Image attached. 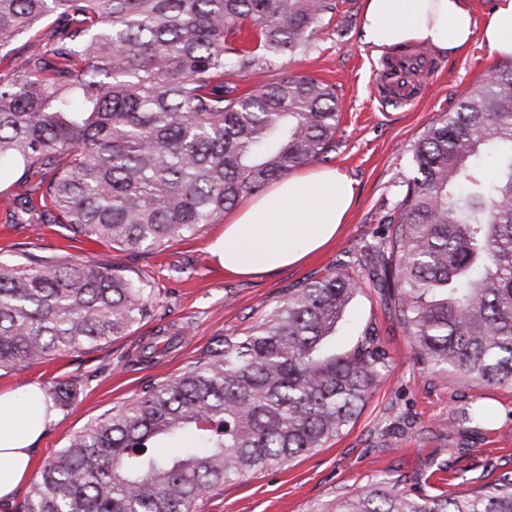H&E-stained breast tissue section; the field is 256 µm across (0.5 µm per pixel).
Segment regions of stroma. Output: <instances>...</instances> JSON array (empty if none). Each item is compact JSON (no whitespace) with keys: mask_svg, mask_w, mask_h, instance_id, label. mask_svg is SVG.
<instances>
[{"mask_svg":"<svg viewBox=\"0 0 512 512\" xmlns=\"http://www.w3.org/2000/svg\"><path fill=\"white\" fill-rule=\"evenodd\" d=\"M336 27L333 21L323 24L309 52L279 61L289 73L335 85L342 117L331 164L352 179L355 189L349 222L336 243L299 269L266 278L225 275L208 253L211 241L224 230L220 222L153 251L116 250L92 242L70 247L57 225L36 230L29 224L4 223L20 190L23 169L0 167V260L20 262L29 254L97 259L143 280L157 297L151 316L128 335L34 365L0 369V390L33 382L46 390L57 382L77 388L75 400L67 409L56 410L47 426L36 465H43L97 419L208 358L220 340L244 332L265 307L359 257L364 245L375 243L379 218L398 199L410 145L469 87L487 78L501 59L478 38L460 54L433 56L434 81L414 103L394 106L383 101L375 87L383 55L365 43L360 25L342 38ZM392 307L386 290L373 288L358 295L336 338L337 349L350 348L358 329L371 320L379 324L393 353L386 385L373 394L354 426L327 447L300 455L284 467L226 483L198 499L194 512H332L338 499L380 477L426 490L447 482L476 486L490 481L492 463L498 472L512 470V389L431 372L413 357ZM161 328L177 333L179 344L152 358L142 357V343ZM478 404L488 407L490 421H462L461 410ZM440 463L447 464V472H437Z\"/></svg>","mask_w":512,"mask_h":512,"instance_id":"35a3bbf8","label":"stroma"}]
</instances>
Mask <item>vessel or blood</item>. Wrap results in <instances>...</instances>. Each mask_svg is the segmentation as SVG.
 <instances>
[{"label":"vessel or blood","instance_id":"vessel-or-blood-1","mask_svg":"<svg viewBox=\"0 0 512 512\" xmlns=\"http://www.w3.org/2000/svg\"><path fill=\"white\" fill-rule=\"evenodd\" d=\"M435 73V66L424 58L396 56L377 75L380 96L390 104H409L422 85L432 82Z\"/></svg>","mask_w":512,"mask_h":512}]
</instances>
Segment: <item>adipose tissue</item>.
<instances>
[{
	"instance_id": "ef3b65f1",
	"label": "adipose tissue",
	"mask_w": 512,
	"mask_h": 512,
	"mask_svg": "<svg viewBox=\"0 0 512 512\" xmlns=\"http://www.w3.org/2000/svg\"><path fill=\"white\" fill-rule=\"evenodd\" d=\"M362 32L378 53L417 42L444 57L460 53L478 35L491 51L512 54V0H498L481 29L466 0H366ZM353 200L350 178L336 167L288 175L233 211L209 252L235 276L297 268L335 242ZM49 421L39 385L0 391V512L30 476Z\"/></svg>"
}]
</instances>
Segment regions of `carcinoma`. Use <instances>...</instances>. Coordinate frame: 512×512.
Instances as JSON below:
<instances>
[{
    "mask_svg": "<svg viewBox=\"0 0 512 512\" xmlns=\"http://www.w3.org/2000/svg\"><path fill=\"white\" fill-rule=\"evenodd\" d=\"M351 0H0V162L35 182L27 214L68 239L155 248L216 223L293 170L331 160L335 87L278 69ZM271 74L244 91L230 81ZM363 261L268 307L207 360L91 424L51 458L24 512H193L203 495L324 448L387 379L376 324L338 352L346 309L393 292L417 360L512 388V64L498 65L412 149ZM153 289L95 259L0 261V368L123 336ZM76 388L48 393L64 408ZM195 447L173 454L159 443ZM334 512H512V471L428 494L381 479Z\"/></svg>",
    "mask_w": 512,
    "mask_h": 512,
    "instance_id": "cac0c4a2",
    "label": "carcinoma"
}]
</instances>
